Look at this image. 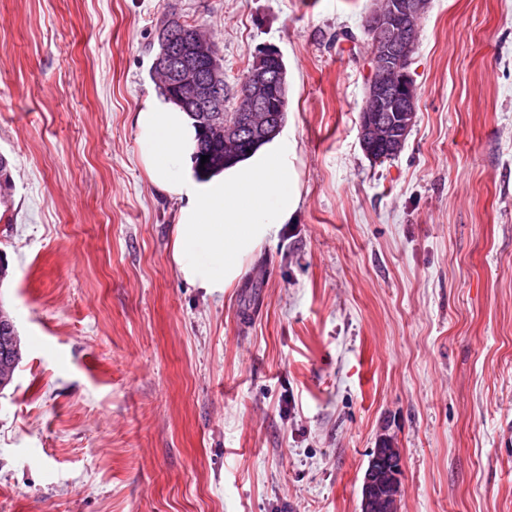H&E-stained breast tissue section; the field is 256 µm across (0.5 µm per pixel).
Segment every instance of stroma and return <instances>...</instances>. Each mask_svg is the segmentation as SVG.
<instances>
[{"label": "stroma", "instance_id": "stroma-1", "mask_svg": "<svg viewBox=\"0 0 512 512\" xmlns=\"http://www.w3.org/2000/svg\"><path fill=\"white\" fill-rule=\"evenodd\" d=\"M374 0H0V512H512V0H428L396 157L358 137ZM236 87L278 49L302 204L209 295L138 163L168 13ZM260 303L248 311L252 292ZM1 312H3V315H1ZM10 320L13 321L12 317L10 316L8 311H6L3 308V306L0 305V336H2L0 338V352L2 353L4 359L10 357V359L7 360L6 365L4 361L0 358V390L5 389L13 382L15 372L21 360L20 338H18L17 341L14 343V341L16 340V336H14L15 334L12 333V336H10V334H6L4 331L5 326H7L6 321ZM12 344L13 346L11 350ZM389 437H380L362 479L363 512H399L401 455L380 448L379 442Z\"/></svg>", "mask_w": 512, "mask_h": 512}]
</instances>
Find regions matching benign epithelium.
<instances>
[{"label":"benign epithelium","instance_id":"obj_1","mask_svg":"<svg viewBox=\"0 0 512 512\" xmlns=\"http://www.w3.org/2000/svg\"><path fill=\"white\" fill-rule=\"evenodd\" d=\"M427 5L428 0H380L367 18L370 73L358 132L364 153L373 160L399 154L416 122L418 95L410 65ZM183 22L170 15L158 30L160 67L168 73L178 101L206 117V134L234 147L280 131L288 104L280 51L259 52L263 64L246 78L247 104L229 112L218 48L202 37L182 40ZM401 464L402 458L392 455L391 449L375 448L362 479L363 512H399Z\"/></svg>","mask_w":512,"mask_h":512}]
</instances>
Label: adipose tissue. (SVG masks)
I'll use <instances>...</instances> for the list:
<instances>
[{
  "label": "adipose tissue",
  "mask_w": 512,
  "mask_h": 512,
  "mask_svg": "<svg viewBox=\"0 0 512 512\" xmlns=\"http://www.w3.org/2000/svg\"><path fill=\"white\" fill-rule=\"evenodd\" d=\"M133 124L150 183L179 202L172 262L185 282L209 294L223 292L301 204L294 142L276 135L224 170L200 177L195 122L167 95H150Z\"/></svg>",
  "instance_id": "obj_1"
}]
</instances>
